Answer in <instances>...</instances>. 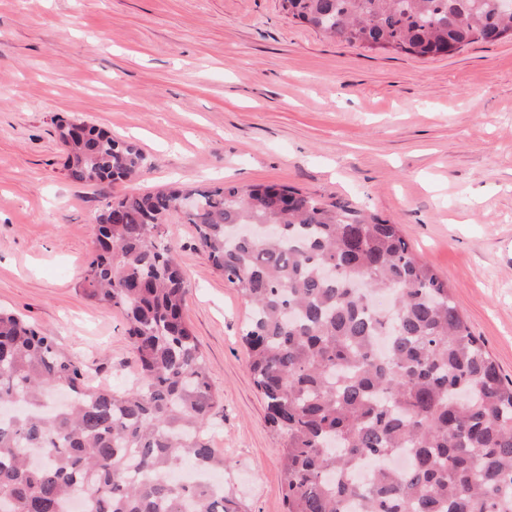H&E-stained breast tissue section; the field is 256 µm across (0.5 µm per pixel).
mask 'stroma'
<instances>
[{"instance_id": "obj_1", "label": "stroma", "mask_w": 512, "mask_h": 512, "mask_svg": "<svg viewBox=\"0 0 512 512\" xmlns=\"http://www.w3.org/2000/svg\"><path fill=\"white\" fill-rule=\"evenodd\" d=\"M62 120L132 140L147 170L73 181ZM173 182L285 184L400 224L512 379V39L420 57L326 37L280 0H0V307L54 332L96 383L135 373L123 315L84 293L96 219L113 196ZM161 241L223 397L209 435L224 494L284 512V438L241 340L249 308L192 225Z\"/></svg>"}]
</instances>
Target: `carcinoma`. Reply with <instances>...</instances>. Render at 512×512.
I'll return each mask as SVG.
<instances>
[{
	"label": "carcinoma",
	"mask_w": 512,
	"mask_h": 512,
	"mask_svg": "<svg viewBox=\"0 0 512 512\" xmlns=\"http://www.w3.org/2000/svg\"><path fill=\"white\" fill-rule=\"evenodd\" d=\"M323 34L371 52L452 53L512 38L502 0H281ZM68 176H138L134 143L58 125ZM195 227L212 266L249 304L242 339L271 425L286 435L285 512H512V380L473 335L402 225L287 185L163 188L108 202L85 295L121 311L134 384L93 385L51 332L0 311V512H237L224 489L166 479L224 470L207 426L221 397L182 316L187 287L158 242ZM239 224H273L261 238ZM370 288H357L360 280ZM384 295L388 311H380ZM404 452L400 471L388 459ZM375 463L368 481L355 472Z\"/></svg>",
	"instance_id": "1"
}]
</instances>
